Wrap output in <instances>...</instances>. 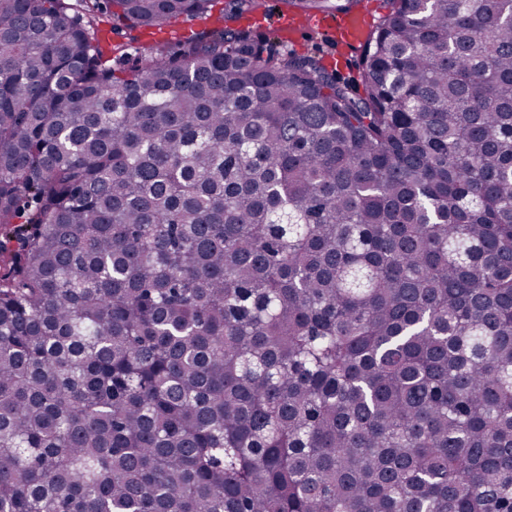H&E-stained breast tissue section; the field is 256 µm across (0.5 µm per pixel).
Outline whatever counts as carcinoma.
<instances>
[{"instance_id":"carcinoma-1","label":"carcinoma","mask_w":512,"mask_h":512,"mask_svg":"<svg viewBox=\"0 0 512 512\" xmlns=\"http://www.w3.org/2000/svg\"><path fill=\"white\" fill-rule=\"evenodd\" d=\"M211 2L0 0V512H512V0ZM270 11H261L252 17L242 19L238 23H230L235 26H242L251 31L254 35L266 37L278 50L295 49L298 52H305L317 56L329 71L337 73L341 79H353L357 77V65L360 54V42L353 43L345 40H355L359 36V23L351 16L342 15L327 16L318 15L328 20H308L309 24L335 28L341 37L335 32L323 28H311L293 43L285 42L279 32V20L283 15L294 13L279 2V0H267ZM331 19H336L331 20ZM345 39V40H344ZM210 21L181 16L172 20L162 30H130L119 27L112 30L107 23H100L94 29L93 37L99 40L105 51L107 64L113 68H129L136 64L144 53H148L156 43L166 44L175 49L186 38L211 28ZM120 47V51H114Z\"/></svg>"}]
</instances>
